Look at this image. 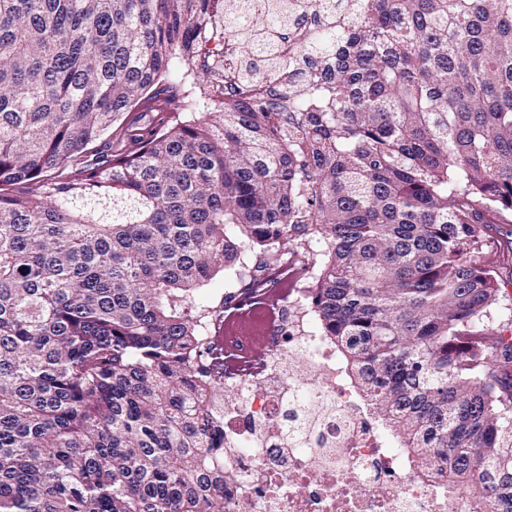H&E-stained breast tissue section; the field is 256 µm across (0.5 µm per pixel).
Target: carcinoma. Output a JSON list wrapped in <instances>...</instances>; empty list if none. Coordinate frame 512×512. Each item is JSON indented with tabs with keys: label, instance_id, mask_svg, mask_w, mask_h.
I'll use <instances>...</instances> for the list:
<instances>
[{
	"label": "carcinoma",
	"instance_id": "1",
	"mask_svg": "<svg viewBox=\"0 0 512 512\" xmlns=\"http://www.w3.org/2000/svg\"><path fill=\"white\" fill-rule=\"evenodd\" d=\"M0 0V512H224L202 296L320 247L308 301L417 477L512 512V0ZM212 78L195 96L176 65ZM509 224H498V234L493 240V246L487 259L493 264L496 271V279L506 300L505 307L512 308V217H508Z\"/></svg>",
	"mask_w": 512,
	"mask_h": 512
}]
</instances>
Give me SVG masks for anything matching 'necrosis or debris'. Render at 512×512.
I'll list each match as a JSON object with an SVG mask.
<instances>
[{"label":"necrosis or debris","mask_w":512,"mask_h":512,"mask_svg":"<svg viewBox=\"0 0 512 512\" xmlns=\"http://www.w3.org/2000/svg\"><path fill=\"white\" fill-rule=\"evenodd\" d=\"M314 249L252 263L248 285L225 291V315L268 302L267 356L224 345L225 512H472L448 468L414 477L395 434L382 429L321 336L307 306Z\"/></svg>","instance_id":"1"}]
</instances>
